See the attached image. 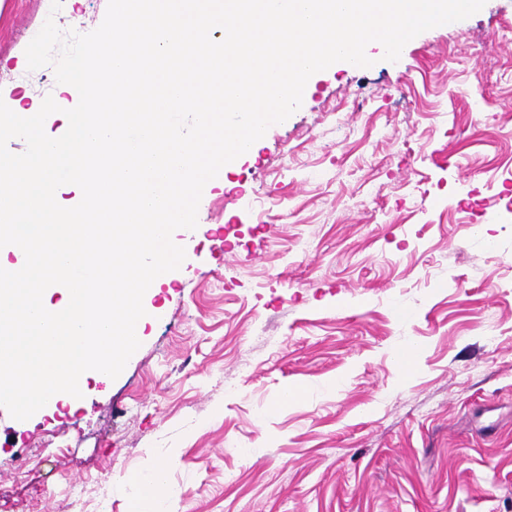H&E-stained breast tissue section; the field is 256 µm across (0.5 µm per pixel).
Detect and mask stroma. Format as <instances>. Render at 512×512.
<instances>
[{
    "instance_id": "35a3bbf8",
    "label": "stroma",
    "mask_w": 512,
    "mask_h": 512,
    "mask_svg": "<svg viewBox=\"0 0 512 512\" xmlns=\"http://www.w3.org/2000/svg\"><path fill=\"white\" fill-rule=\"evenodd\" d=\"M107 4L0 0V100L72 107L25 49ZM506 29L512 0H487L397 62L372 45V66L315 74L205 185L123 372L70 411L0 406V512H68L75 484L82 512H132L157 467L168 512H512Z\"/></svg>"
}]
</instances>
